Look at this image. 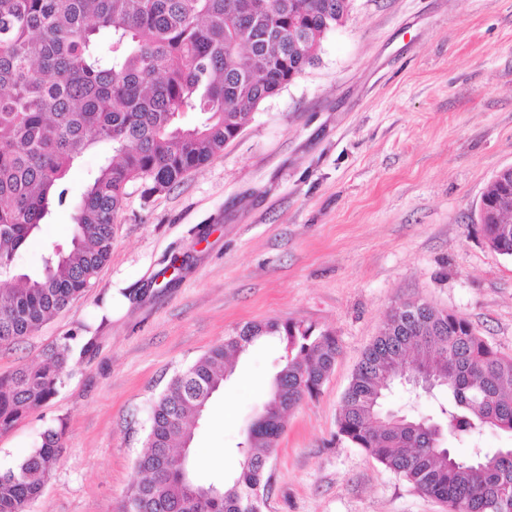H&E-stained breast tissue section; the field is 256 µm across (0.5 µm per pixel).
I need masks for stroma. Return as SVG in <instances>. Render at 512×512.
<instances>
[{
    "label": "stroma",
    "instance_id": "stroma-1",
    "mask_svg": "<svg viewBox=\"0 0 512 512\" xmlns=\"http://www.w3.org/2000/svg\"><path fill=\"white\" fill-rule=\"evenodd\" d=\"M512 166V0H352L315 65L264 100L223 153L171 190L130 186L96 284L13 347L0 375L69 341L57 394L0 432V468L47 427L55 470L29 512H120L169 379L249 323L335 332L320 395L289 412L263 512H446L336 437L342 398L389 309L426 302L512 357V257L481 232V198ZM53 207L18 258L70 241ZM286 354L270 337L234 363L192 446L198 477L232 479L236 446Z\"/></svg>",
    "mask_w": 512,
    "mask_h": 512
}]
</instances>
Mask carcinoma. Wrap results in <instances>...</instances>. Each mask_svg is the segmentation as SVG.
I'll return each mask as SVG.
<instances>
[{
    "instance_id": "carcinoma-1",
    "label": "carcinoma",
    "mask_w": 512,
    "mask_h": 512,
    "mask_svg": "<svg viewBox=\"0 0 512 512\" xmlns=\"http://www.w3.org/2000/svg\"><path fill=\"white\" fill-rule=\"evenodd\" d=\"M350 0H0V346L38 330L92 287L112 253L127 187L143 197L171 188L219 155L253 111L318 59L321 40ZM197 113L192 125L180 122ZM98 144L112 157L86 182L70 245L43 270L16 255L67 203L66 176ZM486 243L512 256V214L483 224ZM263 336L288 355L263 414L239 443L231 483H202L190 448L196 424L223 389L226 363ZM74 348L0 376V431L57 393ZM339 355L335 333L297 321L251 323L178 372L151 407L144 478L125 512H262L267 453L289 410L318 395ZM438 376L447 398L428 418L378 412L405 370ZM484 428L512 434V358L495 352L464 317L426 303L392 307L365 350L343 400L337 436L452 512H512V455L475 448L462 458L445 440ZM62 432L0 470V512H28L55 468Z\"/></svg>"
}]
</instances>
